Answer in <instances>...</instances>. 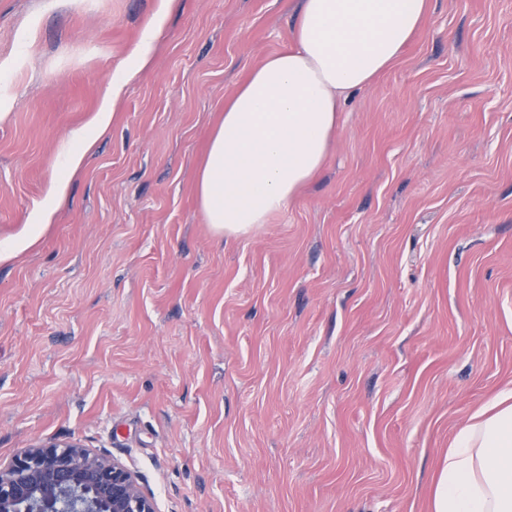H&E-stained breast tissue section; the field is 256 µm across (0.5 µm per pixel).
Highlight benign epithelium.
I'll return each instance as SVG.
<instances>
[{
	"mask_svg": "<svg viewBox=\"0 0 512 512\" xmlns=\"http://www.w3.org/2000/svg\"><path fill=\"white\" fill-rule=\"evenodd\" d=\"M0 512H157L136 476L76 441L43 442L0 466Z\"/></svg>",
	"mask_w": 512,
	"mask_h": 512,
	"instance_id": "benign-epithelium-1",
	"label": "benign epithelium"
}]
</instances>
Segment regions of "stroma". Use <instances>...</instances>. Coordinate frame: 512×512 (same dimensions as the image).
<instances>
[{
	"instance_id": "35a3bbf8",
	"label": "stroma",
	"mask_w": 512,
	"mask_h": 512,
	"mask_svg": "<svg viewBox=\"0 0 512 512\" xmlns=\"http://www.w3.org/2000/svg\"><path fill=\"white\" fill-rule=\"evenodd\" d=\"M298 8L0 0V239L54 212L0 263V463L77 441L158 512H428L440 454L512 386V0H428L287 209L217 235L198 166ZM152 31H147L143 37L142 44L134 51L133 57L135 61L134 69L124 78L120 80H113L112 87L98 112L93 118V126L96 133L105 132L112 124V117L114 114V107L119 100L124 84L129 76L143 69L149 63L148 43L151 39Z\"/></svg>"
}]
</instances>
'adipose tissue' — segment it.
Segmentation results:
<instances>
[{"label":"adipose tissue","instance_id":"1","mask_svg":"<svg viewBox=\"0 0 512 512\" xmlns=\"http://www.w3.org/2000/svg\"><path fill=\"white\" fill-rule=\"evenodd\" d=\"M427 0H302L288 49L224 102L197 171L204 220L225 236L283 211L322 167L339 112L399 57ZM430 512H512V388L481 406L441 455Z\"/></svg>","mask_w":512,"mask_h":512}]
</instances>
